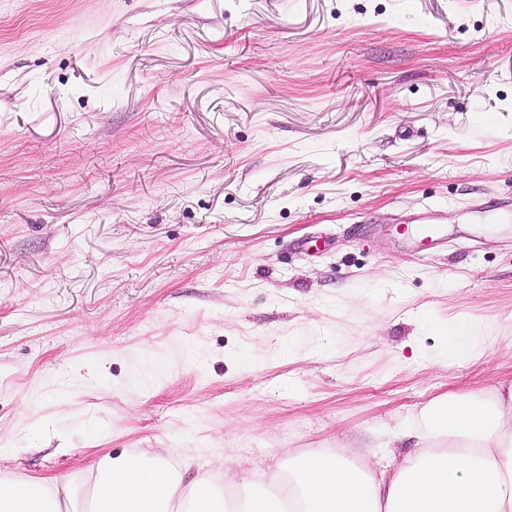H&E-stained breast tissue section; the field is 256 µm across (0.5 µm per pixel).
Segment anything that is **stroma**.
I'll return each mask as SVG.
<instances>
[{
	"instance_id": "obj_1",
	"label": "stroma",
	"mask_w": 512,
	"mask_h": 512,
	"mask_svg": "<svg viewBox=\"0 0 512 512\" xmlns=\"http://www.w3.org/2000/svg\"><path fill=\"white\" fill-rule=\"evenodd\" d=\"M506 380L512 0H0L1 473L374 466ZM445 343L439 353V361L448 363L464 362L472 359L482 349L474 336L468 333L465 326L459 325L445 336Z\"/></svg>"
}]
</instances>
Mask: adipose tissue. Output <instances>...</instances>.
Segmentation results:
<instances>
[{
  "mask_svg": "<svg viewBox=\"0 0 512 512\" xmlns=\"http://www.w3.org/2000/svg\"><path fill=\"white\" fill-rule=\"evenodd\" d=\"M191 451L101 452L81 488L0 478V512H512V391L442 397L421 413L418 444L373 468L339 449L289 458L274 479L224 461L191 473ZM244 488L230 504L225 486Z\"/></svg>",
  "mask_w": 512,
  "mask_h": 512,
  "instance_id": "adipose-tissue-1",
  "label": "adipose tissue"
}]
</instances>
